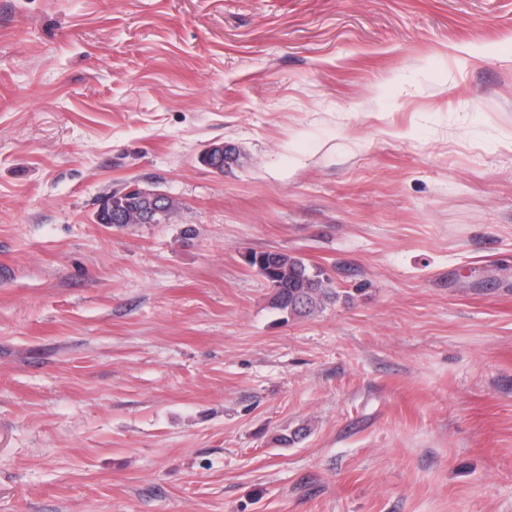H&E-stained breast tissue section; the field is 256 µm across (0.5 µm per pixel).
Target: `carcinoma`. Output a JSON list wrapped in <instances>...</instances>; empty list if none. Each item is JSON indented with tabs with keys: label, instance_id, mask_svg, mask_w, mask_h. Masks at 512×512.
I'll return each mask as SVG.
<instances>
[{
	"label": "carcinoma",
	"instance_id": "1",
	"mask_svg": "<svg viewBox=\"0 0 512 512\" xmlns=\"http://www.w3.org/2000/svg\"><path fill=\"white\" fill-rule=\"evenodd\" d=\"M263 256L272 262L263 278L272 290L273 308L290 316H308L336 301L333 281L303 259L284 252H265Z\"/></svg>",
	"mask_w": 512,
	"mask_h": 512
}]
</instances>
